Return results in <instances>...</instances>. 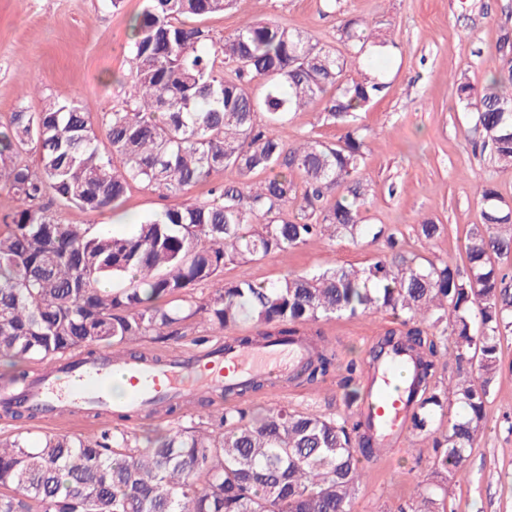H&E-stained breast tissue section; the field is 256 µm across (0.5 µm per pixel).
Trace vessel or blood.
Here are the masks:
<instances>
[{"label": "vessel or blood", "mask_w": 512, "mask_h": 512, "mask_svg": "<svg viewBox=\"0 0 512 512\" xmlns=\"http://www.w3.org/2000/svg\"><path fill=\"white\" fill-rule=\"evenodd\" d=\"M305 346L294 343L277 349L264 346L242 348L233 338H225L223 348L212 350L192 361L177 359L160 368L129 357L106 355L93 368L79 369L63 375L54 388L48 389V399L65 395L71 413H78L80 403L95 400L124 413L145 409L159 397L184 398L199 390L238 386L256 375H287L306 357ZM403 353L387 351L375 370L366 377V401L363 416L371 423L377 448L401 445L408 428L410 406L405 398L391 391L390 376L398 366H411ZM120 371L128 385L127 396L119 402L111 398L113 371Z\"/></svg>", "instance_id": "obj_1"}]
</instances>
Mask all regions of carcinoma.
Masks as SVG:
<instances>
[{
    "instance_id": "carcinoma-1",
    "label": "carcinoma",
    "mask_w": 512,
    "mask_h": 512,
    "mask_svg": "<svg viewBox=\"0 0 512 512\" xmlns=\"http://www.w3.org/2000/svg\"><path fill=\"white\" fill-rule=\"evenodd\" d=\"M233 2L147 0L131 25L135 102L101 116L105 141L82 101L51 97L40 111L18 110L0 124V188L15 202L0 217V361L11 367L0 373V395L11 396L3 411L35 417L19 397L33 383L24 368L31 360L83 354L72 368L97 363L102 344L133 346L146 336L178 343L198 316L213 333L254 321L261 331L236 340L240 347L307 342L312 355L297 378L318 384L336 354L315 325L384 310L401 328L382 343L407 352L416 368L410 426L434 452L430 477L398 512H447L448 483L477 445L499 349L512 336V276L499 268L512 254V205L492 185L478 186L482 224L467 238L462 269L406 257L386 225L363 219L372 185L361 173V112L383 83L356 59L367 45L386 43L383 22L345 20L341 50L267 20L245 21L206 47L205 30L185 19ZM499 54L490 85L479 92L460 81L457 101L491 163L512 168V32L502 34ZM323 98L343 136L285 143L278 129L288 114ZM226 169L239 181L214 182ZM133 182L166 195L209 184L212 199L168 208L122 235L65 224L44 203L113 208ZM416 232L429 243L441 225L425 219ZM314 237H369L391 256L267 284L220 280L228 264ZM203 282L218 286L177 304ZM446 357L458 374L445 383L438 372ZM453 404L464 413L445 426ZM207 416L215 428L178 429L144 447L112 426L89 437L45 434L35 445L1 439L0 512H352L362 459L373 453L362 410L326 416L271 407L252 415L228 406Z\"/></svg>"
}]
</instances>
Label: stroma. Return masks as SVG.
Instances as JSON below:
<instances>
[{
	"mask_svg": "<svg viewBox=\"0 0 512 512\" xmlns=\"http://www.w3.org/2000/svg\"><path fill=\"white\" fill-rule=\"evenodd\" d=\"M143 5L144 0L117 5L112 0H0V119L21 108L39 111L49 96L88 102L96 112L125 105L131 90L130 23ZM349 17L383 21V32L393 42L375 60L386 89L362 115L369 128L362 173L372 182L365 219L389 225L410 251L464 266L467 237L482 222L474 190L492 183L512 203V169L495 166L474 147L471 118L456 106L457 82L467 79L480 90L488 85L500 66V37L512 31V0H341L335 13L325 8L324 0H237L233 9L206 18L201 26L219 43L241 20L263 18L333 46L342 20ZM279 134L289 144L304 137L333 143L343 130L327 121L323 105L316 104L290 113ZM186 199L208 201L207 187H195L182 198L134 183L117 208L87 212L60 205L56 213L67 224L123 233ZM426 218L441 224L443 232L423 245L416 226ZM380 254L379 246L364 239L316 238L284 254L227 265L222 279L267 283L336 265L363 267ZM396 325L384 311L321 321L319 328L336 353L334 371L317 386L273 380L255 392L247 408L262 412L285 406L326 415L345 411L343 377L352 375L354 387L364 389L362 374L370 352ZM190 330L192 339L177 343L145 337L140 349L188 358L223 343L225 336L256 335L258 327L244 320L224 336L199 323ZM201 336L206 344H198ZM352 364L357 367L353 374L348 371ZM194 405L188 398L173 414L149 409L125 427L139 437L190 427ZM484 414V431L463 461L466 477L448 487V512H512V339L501 344L500 375ZM103 425L84 413L20 420L0 415V437L20 434L33 442L50 432L87 437ZM432 454L430 442L411 432L402 447L364 460L365 478L354 512H397L426 479Z\"/></svg>",
	"mask_w": 512,
	"mask_h": 512,
	"instance_id": "1",
	"label": "stroma"
}]
</instances>
